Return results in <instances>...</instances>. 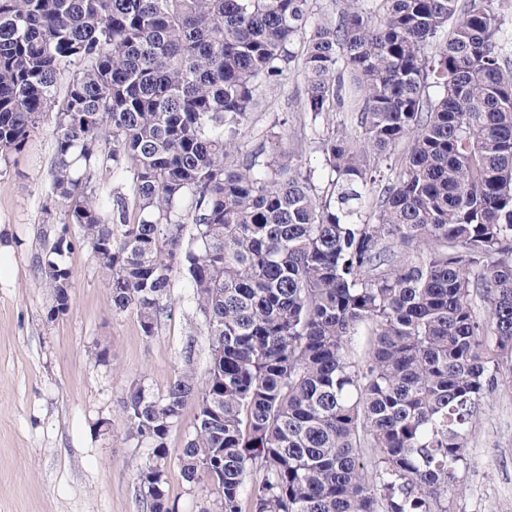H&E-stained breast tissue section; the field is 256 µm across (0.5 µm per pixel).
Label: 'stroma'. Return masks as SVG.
<instances>
[{"label": "stroma", "mask_w": 512, "mask_h": 512, "mask_svg": "<svg viewBox=\"0 0 512 512\" xmlns=\"http://www.w3.org/2000/svg\"><path fill=\"white\" fill-rule=\"evenodd\" d=\"M305 87L289 76L252 114L255 131L300 135ZM54 113L24 150L0 165V512H150L136 472L148 451L128 433L121 400L131 383L163 394L185 367L203 373L206 329L184 278L173 277V314L145 335L133 311L116 313L106 276L81 230L66 264L74 277L64 315L39 262L60 230L50 194ZM104 358H97V351ZM173 512H208L213 496L166 465ZM451 512H512V386L486 399L469 440L468 466Z\"/></svg>", "instance_id": "35a3bbf8"}]
</instances>
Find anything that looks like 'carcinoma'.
I'll list each match as a JSON object with an SVG mask.
<instances>
[{
	"label": "carcinoma",
	"mask_w": 512,
	"mask_h": 512,
	"mask_svg": "<svg viewBox=\"0 0 512 512\" xmlns=\"http://www.w3.org/2000/svg\"><path fill=\"white\" fill-rule=\"evenodd\" d=\"M312 2L0 0V162L56 112L63 219L41 274L72 287L76 224L114 311L153 335L178 274L206 328L203 376L122 398L151 512H172L167 437L189 403L176 459L218 512H449L476 409L512 383V70L493 0H346L317 19ZM293 64L310 133L246 144ZM101 167L131 174L107 207Z\"/></svg>",
	"instance_id": "1"
}]
</instances>
